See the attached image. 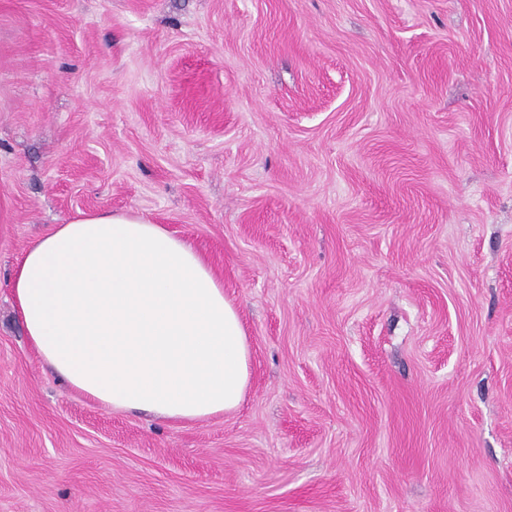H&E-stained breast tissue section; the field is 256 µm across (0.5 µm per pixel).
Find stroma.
<instances>
[{"instance_id": "1", "label": "stroma", "mask_w": 512, "mask_h": 512, "mask_svg": "<svg viewBox=\"0 0 512 512\" xmlns=\"http://www.w3.org/2000/svg\"><path fill=\"white\" fill-rule=\"evenodd\" d=\"M94 211L222 277L238 410L50 372L10 282ZM0 512H512V0H0Z\"/></svg>"}]
</instances>
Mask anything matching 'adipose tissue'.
I'll use <instances>...</instances> for the list:
<instances>
[{"instance_id": "obj_1", "label": "adipose tissue", "mask_w": 512, "mask_h": 512, "mask_svg": "<svg viewBox=\"0 0 512 512\" xmlns=\"http://www.w3.org/2000/svg\"><path fill=\"white\" fill-rule=\"evenodd\" d=\"M11 287L31 344L70 388L174 422L240 407L250 383L240 313L163 225L79 214L27 250Z\"/></svg>"}]
</instances>
